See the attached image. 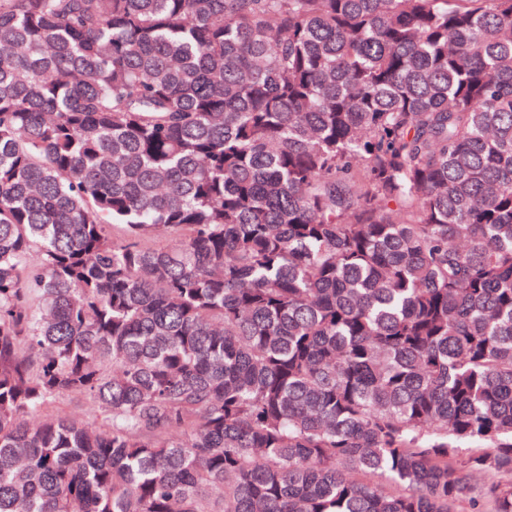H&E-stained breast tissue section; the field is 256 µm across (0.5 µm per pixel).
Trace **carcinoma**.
<instances>
[{
    "mask_svg": "<svg viewBox=\"0 0 512 512\" xmlns=\"http://www.w3.org/2000/svg\"><path fill=\"white\" fill-rule=\"evenodd\" d=\"M0 512H512V0H0ZM57 409L68 415L79 416L91 424L95 421V416L90 406L78 396H70L61 400L57 404Z\"/></svg>",
    "mask_w": 512,
    "mask_h": 512,
    "instance_id": "carcinoma-1",
    "label": "carcinoma"
}]
</instances>
